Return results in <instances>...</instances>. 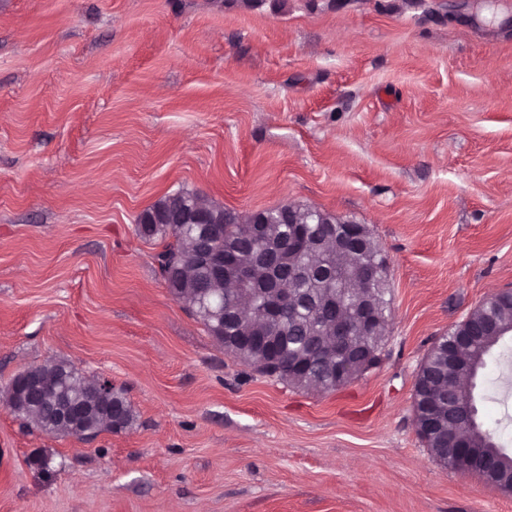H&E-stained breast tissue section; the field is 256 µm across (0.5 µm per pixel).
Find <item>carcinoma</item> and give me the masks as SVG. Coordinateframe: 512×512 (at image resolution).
<instances>
[{
    "label": "carcinoma",
    "instance_id": "cac0c4a2",
    "mask_svg": "<svg viewBox=\"0 0 512 512\" xmlns=\"http://www.w3.org/2000/svg\"><path fill=\"white\" fill-rule=\"evenodd\" d=\"M194 201L201 209L208 211L211 221L206 227L207 235L203 240L198 238L197 232L181 229L187 203ZM290 209L294 211L296 222L305 226L310 239L324 241L320 260H313L288 247V240L294 234L293 225L288 223ZM317 212V208L291 204L263 210L259 216L268 225L267 233L263 238L255 239L250 228L254 215L241 214L186 191L179 198L168 195L145 210L137 218L135 231L146 241L163 243L156 261L166 288L203 324L210 336L224 345L227 354L262 375L297 388L328 393L345 386V382L332 374L334 360L324 357L314 347L317 342H325L329 331L336 324V312L328 307L329 296L334 292L338 278H354L360 266L377 261L384 254L374 240L363 254L336 252L334 241L324 236L325 225L313 223L312 215ZM204 248L216 253H237L249 261L268 252H280L276 266L258 263L253 268L256 286L266 287L281 280L292 288L295 295V300L284 305L279 318L271 324L277 341L272 359L267 360L257 354L250 357L235 354L231 351L234 336L217 334V322L202 307L201 301L207 298L215 305H224V314L227 315L237 299V293L224 287V279L201 264L200 253ZM366 297L384 317L390 316V285L362 283L354 289V293L347 294L346 301L351 303ZM480 321L494 323L498 332L482 338L461 354L464 366H474L479 370L485 367L486 357L493 348L512 332V292L493 296L469 315L468 320L457 325L454 332H461L468 325ZM386 335L387 324L382 322L376 335L367 337L355 334L350 336V341L356 346L368 341L374 342L380 351ZM24 372L40 384V397L25 406H19L15 402L12 383L9 382L0 391V398L17 418L43 433H56L53 392L58 380L64 376L85 381L82 398L94 409V417L74 429L73 435L115 431L111 417L108 416L114 403L121 407L119 429L129 428L136 421L134 411L122 391L112 389L105 396H100L96 378L82 375L65 361L31 365ZM453 379L454 375L450 374L448 368V357L443 354L441 343L437 342L419 367L415 381L419 389L413 395V411L418 436L436 460L448 468L452 467L453 457L452 444L448 438V405L477 408L472 390L456 391L450 388ZM470 438L473 447L497 454L503 472L512 477V453L498 444L491 431L479 423L470 428Z\"/></svg>",
    "mask_w": 512,
    "mask_h": 512
}]
</instances>
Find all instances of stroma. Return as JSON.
Listing matches in <instances>:
<instances>
[{
  "label": "stroma",
  "mask_w": 512,
  "mask_h": 512,
  "mask_svg": "<svg viewBox=\"0 0 512 512\" xmlns=\"http://www.w3.org/2000/svg\"><path fill=\"white\" fill-rule=\"evenodd\" d=\"M180 190L366 225L379 365L260 376L175 300L137 217ZM512 290V0H0V387L63 359L138 421L91 439L0 402V512H512L413 422L420 364ZM474 396L512 450V335Z\"/></svg>",
  "instance_id": "stroma-1"
}]
</instances>
